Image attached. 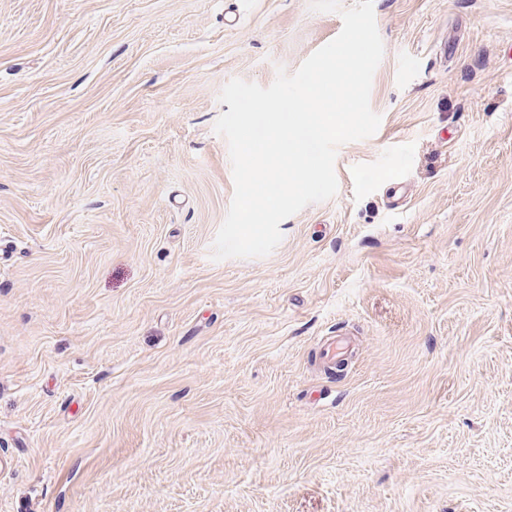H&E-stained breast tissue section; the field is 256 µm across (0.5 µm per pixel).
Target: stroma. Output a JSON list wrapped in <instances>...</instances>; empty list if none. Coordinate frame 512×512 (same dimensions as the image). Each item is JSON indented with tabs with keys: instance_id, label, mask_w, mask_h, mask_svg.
I'll list each match as a JSON object with an SVG mask.
<instances>
[{
	"instance_id": "1",
	"label": "stroma",
	"mask_w": 512,
	"mask_h": 512,
	"mask_svg": "<svg viewBox=\"0 0 512 512\" xmlns=\"http://www.w3.org/2000/svg\"><path fill=\"white\" fill-rule=\"evenodd\" d=\"M354 3L0 0V512H512V0H373L379 128L211 257L223 86Z\"/></svg>"
}]
</instances>
